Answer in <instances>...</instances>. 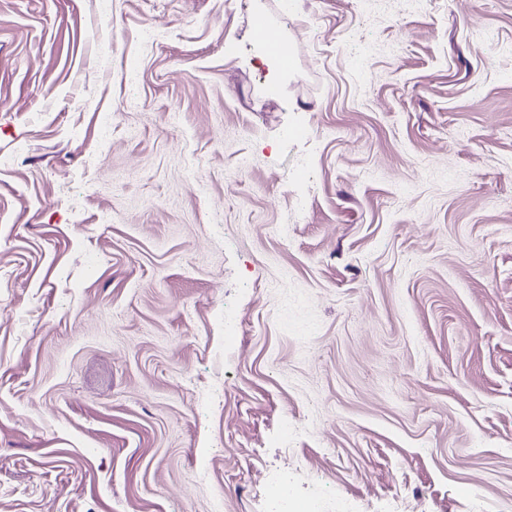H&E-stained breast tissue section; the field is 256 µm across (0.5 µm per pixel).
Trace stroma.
<instances>
[{
    "label": "stroma",
    "mask_w": 512,
    "mask_h": 512,
    "mask_svg": "<svg viewBox=\"0 0 512 512\" xmlns=\"http://www.w3.org/2000/svg\"><path fill=\"white\" fill-rule=\"evenodd\" d=\"M0 101V512L512 497V0H0ZM255 34L262 39L267 40L270 51L263 41L258 40L265 48L262 60L270 68L273 77H276L280 72L287 70L290 67V60L285 55H288V48L283 44L270 30L264 22H258L254 28ZM264 43V44H263ZM274 51V52H273ZM278 52V53H277ZM282 53V54H280ZM285 54V55H284Z\"/></svg>",
    "instance_id": "35a3bbf8"
}]
</instances>
